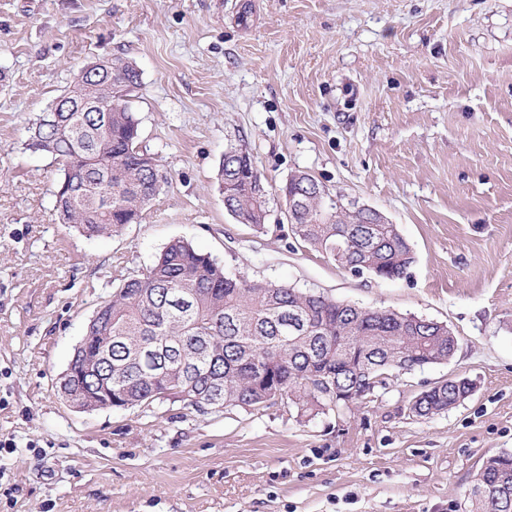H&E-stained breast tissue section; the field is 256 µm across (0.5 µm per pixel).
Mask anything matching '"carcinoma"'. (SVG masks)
Instances as JSON below:
<instances>
[{"mask_svg": "<svg viewBox=\"0 0 512 512\" xmlns=\"http://www.w3.org/2000/svg\"><path fill=\"white\" fill-rule=\"evenodd\" d=\"M110 79L141 85L136 67L119 57ZM110 79L94 84V111L60 112L53 123L39 117L31 135L62 164L58 220L88 238L110 237L138 222L159 193L158 165L132 149L140 141L139 119L115 101ZM241 171L263 180L251 154L231 147L220 168L224 206L260 227L268 199L253 195ZM288 187L302 197L288 215L293 234L341 268L394 280L415 262L398 227L378 223V213L327 204L322 185L306 172L292 175ZM100 308L104 317L86 329L93 342L72 356L80 372L99 364L98 376L74 384L89 408L105 402L110 385L115 408H147L168 396L198 410L218 394L226 409L281 402L299 415L329 406L341 411L386 388L392 374L446 363L458 348L446 323L231 276L181 239ZM327 387L343 398L333 399ZM468 396L465 379L442 381L418 394L410 411L426 419ZM487 485L496 497L483 494ZM465 497L467 512H512V453L486 458Z\"/></svg>", "mask_w": 512, "mask_h": 512, "instance_id": "carcinoma-1", "label": "carcinoma"}]
</instances>
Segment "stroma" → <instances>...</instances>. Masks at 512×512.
<instances>
[{
  "instance_id": "obj_1",
  "label": "stroma",
  "mask_w": 512,
  "mask_h": 512,
  "mask_svg": "<svg viewBox=\"0 0 512 512\" xmlns=\"http://www.w3.org/2000/svg\"><path fill=\"white\" fill-rule=\"evenodd\" d=\"M101 57L140 73L132 107L168 177L139 223H60L61 166L31 123ZM255 159L263 227L224 207L220 162ZM297 171L397 224L416 261L355 276L298 242ZM175 239L228 274L447 323V363L370 401L83 411L60 378L99 304ZM476 384L425 420L410 404ZM0 512H465L512 452V0H0ZM469 392L465 378L442 381L418 394L410 411L416 418H430L456 407L468 398Z\"/></svg>"
}]
</instances>
